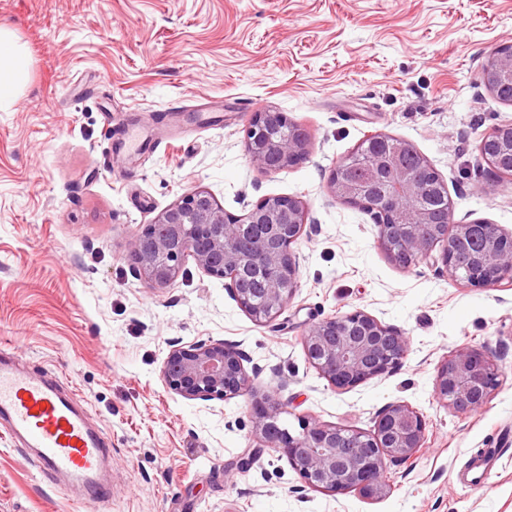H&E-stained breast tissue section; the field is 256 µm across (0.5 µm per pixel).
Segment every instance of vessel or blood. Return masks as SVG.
<instances>
[{
  "mask_svg": "<svg viewBox=\"0 0 512 512\" xmlns=\"http://www.w3.org/2000/svg\"><path fill=\"white\" fill-rule=\"evenodd\" d=\"M0 427L32 451L41 473L62 487L78 489L82 503L97 507L110 502L105 433L91 425L87 409L60 389L56 377L30 371L14 349L2 345Z\"/></svg>",
  "mask_w": 512,
  "mask_h": 512,
  "instance_id": "1",
  "label": "vessel or blood"
}]
</instances>
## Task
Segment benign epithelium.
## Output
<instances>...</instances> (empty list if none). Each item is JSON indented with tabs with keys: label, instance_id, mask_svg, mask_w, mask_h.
<instances>
[{
	"label": "benign epithelium",
	"instance_id": "7a95c632",
	"mask_svg": "<svg viewBox=\"0 0 512 512\" xmlns=\"http://www.w3.org/2000/svg\"><path fill=\"white\" fill-rule=\"evenodd\" d=\"M481 81L498 100L512 105V42L497 46L482 68ZM252 165L263 173L293 166L309 152V135L279 112H256L245 133ZM358 150L373 172L357 180L343 165L331 172L327 189L340 202L374 215L378 243L396 265L435 266L449 278L474 288L512 281V231L498 224L453 219L448 191L427 160L409 142L382 133L367 136ZM481 159L500 174L512 166V124L496 127L479 144ZM308 210L303 201L273 196L258 202L242 220L224 211L205 190L181 195L129 242L136 275L154 289L171 286L192 260L209 275L231 273L230 289L254 322L279 317L298 288L293 252L304 233ZM260 270V288L249 287L244 272ZM262 301H253L254 292ZM307 359L336 390H349L390 373L409 349L405 334L360 310L330 316L310 326L303 337ZM245 355L222 341L172 345L163 378L189 400H227L252 388ZM499 384V368L486 353L457 347L437 367L434 394L460 413L480 410ZM280 392L253 394V435L261 448L285 456L311 489L332 494L355 490L381 498L390 489L387 463L404 464L424 448L426 422L413 407L395 402L378 414L370 433L346 426L303 421L297 434L281 427Z\"/></svg>",
	"mask_w": 512,
	"mask_h": 512
}]
</instances>
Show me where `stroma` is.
<instances>
[{"instance_id": "1", "label": "stroma", "mask_w": 512, "mask_h": 512, "mask_svg": "<svg viewBox=\"0 0 512 512\" xmlns=\"http://www.w3.org/2000/svg\"><path fill=\"white\" fill-rule=\"evenodd\" d=\"M0 25L31 62L0 108V344L58 376L109 435L105 512H512V284L468 288L425 264L395 266L372 214L327 190L332 169L384 133L426 158L455 221L512 230V180L495 179L478 150L512 123V105L480 78L512 41V0H0ZM261 110L307 130L305 160L252 166L245 130ZM129 125L158 147L118 155ZM196 188L237 216L269 196L306 205L315 228L294 247L298 288L275 321L257 325L227 280L191 261L163 290L135 275L129 239ZM356 310L410 348L389 374L339 391L302 338ZM219 340L242 350L257 389L280 390L290 431L314 419L368 432L403 402L426 421L425 448L388 464L383 498L308 488L257 446L250 394L187 400L166 388L171 344ZM463 344L502 370L471 414L434 396L439 363ZM484 448L500 455L473 486ZM0 512L90 509L0 428Z\"/></svg>"}]
</instances>
